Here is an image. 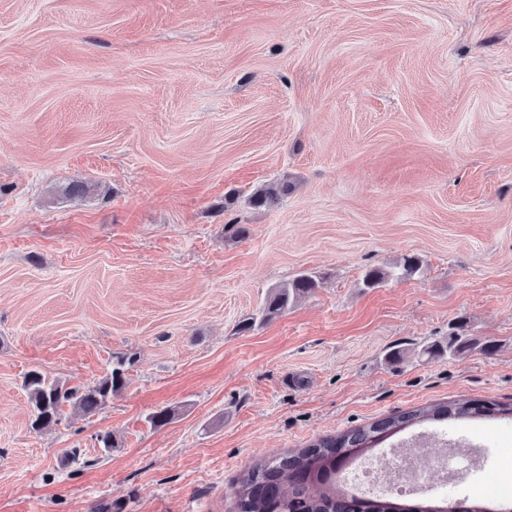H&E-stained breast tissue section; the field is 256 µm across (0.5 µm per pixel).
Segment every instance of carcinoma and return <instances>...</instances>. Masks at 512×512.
<instances>
[{"instance_id": "carcinoma-1", "label": "carcinoma", "mask_w": 512, "mask_h": 512, "mask_svg": "<svg viewBox=\"0 0 512 512\" xmlns=\"http://www.w3.org/2000/svg\"><path fill=\"white\" fill-rule=\"evenodd\" d=\"M396 269L404 277H413L421 270V260L406 256ZM391 275L390 270L371 268L364 275L363 285L375 288ZM318 283L319 275L303 271L288 283L270 290L260 310V321L281 315L291 303L312 293ZM471 346L469 339L451 336L446 343L435 341L422 352L454 356ZM133 362L131 355L117 357L106 375L87 387L67 386L49 380L40 372H29L24 387L32 407L31 428L38 432L57 423L59 412L66 404L85 415L100 411L109 399L125 389L126 370ZM509 417H512V404L491 400L486 405L477 399L458 400L427 405L322 437L293 454L258 463L248 470L235 489L237 512H455V507L445 498L434 502L398 501L387 495L368 499L364 495L342 494L336 488V474L406 429L433 422Z\"/></svg>"}]
</instances>
